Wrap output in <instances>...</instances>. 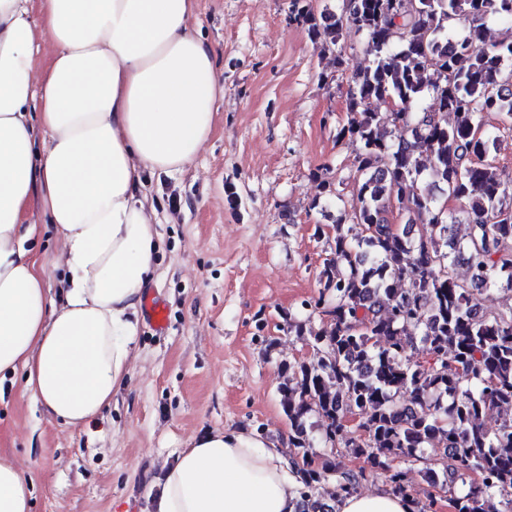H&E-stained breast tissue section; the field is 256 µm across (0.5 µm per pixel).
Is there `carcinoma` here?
Here are the masks:
<instances>
[{
  "instance_id": "cac0c4a2",
  "label": "carcinoma",
  "mask_w": 512,
  "mask_h": 512,
  "mask_svg": "<svg viewBox=\"0 0 512 512\" xmlns=\"http://www.w3.org/2000/svg\"><path fill=\"white\" fill-rule=\"evenodd\" d=\"M291 11L329 48L355 28L372 56L353 76L339 130L361 146L356 198L346 202L336 180L343 211L320 288L301 303L306 317L288 320L313 350L282 364L279 387L298 512H335L322 495L336 465L313 452L315 416L324 447L365 462L337 476L334 500L374 476L408 497L398 463L423 460L426 480L447 490L455 512H512V306L470 313L484 292H512V216L489 222L512 213V179L498 172L483 122L491 112L512 119L502 94L512 86V35L484 40L487 20L512 25V0H342L340 12L319 19L308 0H291ZM373 100L393 108L375 111ZM442 185L459 208L442 203ZM403 199L412 215L392 229L386 214ZM462 257L468 278L456 275ZM416 339L437 367L407 357ZM493 407L500 419L489 429L479 417ZM351 409L363 429L354 439L343 423Z\"/></svg>"
}]
</instances>
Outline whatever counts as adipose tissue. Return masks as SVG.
<instances>
[{
  "mask_svg": "<svg viewBox=\"0 0 512 512\" xmlns=\"http://www.w3.org/2000/svg\"><path fill=\"white\" fill-rule=\"evenodd\" d=\"M193 0H0V375L23 372L45 414L96 420L135 357L143 288L159 249L143 171L191 164L222 89ZM46 33L52 53L34 58ZM45 134L35 148L34 129ZM39 200L61 239L65 290L52 296L24 243ZM285 441L211 429L165 466L149 512H296ZM33 477L0 456V512H30ZM336 512H412L388 492Z\"/></svg>",
  "mask_w": 512,
  "mask_h": 512,
  "instance_id": "obj_1",
  "label": "adipose tissue"
}]
</instances>
